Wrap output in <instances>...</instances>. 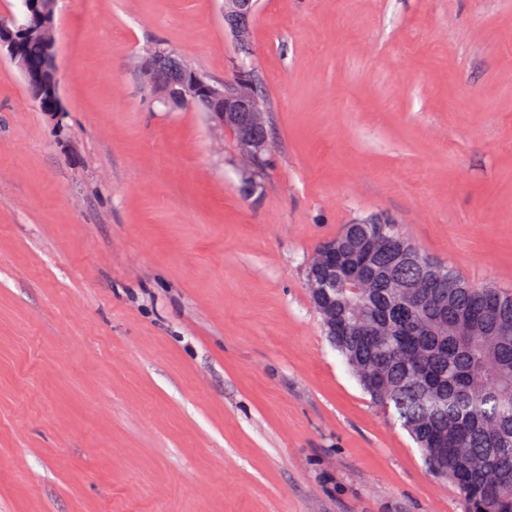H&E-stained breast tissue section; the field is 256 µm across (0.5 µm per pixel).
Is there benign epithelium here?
<instances>
[{
    "instance_id": "benign-epithelium-1",
    "label": "benign epithelium",
    "mask_w": 512,
    "mask_h": 512,
    "mask_svg": "<svg viewBox=\"0 0 512 512\" xmlns=\"http://www.w3.org/2000/svg\"><path fill=\"white\" fill-rule=\"evenodd\" d=\"M25 16L30 25L12 29L0 26V54L8 56L18 66L26 81L37 89V93L58 87V79L48 83L44 70L33 69L24 61V45L30 33L41 27H47L53 20L57 0L47 3L45 0H22ZM256 10V0H224V23L231 31L237 46L238 60L234 67V77L224 81L218 87L203 77L189 72L169 53L157 50L152 55L149 72L152 84L167 92L169 97L163 102H183L187 96L206 104L207 112L221 127L230 130L239 141L242 153L253 159L247 167L249 176L246 182L254 184L255 169L259 153L268 145V130L264 119V110L252 91L253 67L248 53L251 20ZM373 248L366 246L360 253L356 265L336 262V241H328L321 249L320 261L308 264L306 287L315 288L319 294V304L329 298L330 292L338 288H348L363 294L371 288V278L361 272L367 264Z\"/></svg>"
}]
</instances>
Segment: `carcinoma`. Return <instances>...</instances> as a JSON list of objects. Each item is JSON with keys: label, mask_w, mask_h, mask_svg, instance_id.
I'll return each instance as SVG.
<instances>
[{"label": "carcinoma", "mask_w": 512, "mask_h": 512, "mask_svg": "<svg viewBox=\"0 0 512 512\" xmlns=\"http://www.w3.org/2000/svg\"><path fill=\"white\" fill-rule=\"evenodd\" d=\"M28 61L44 63L40 37L25 45ZM376 237L369 271L376 286L362 297L336 289V313L361 329L331 336L373 403L393 410L421 448L430 472L453 483L469 512H512V294L475 286L453 268L424 254L421 265L396 266L389 244H409L393 224L361 218L336 236L349 255ZM444 278L430 289L433 301L405 313L406 324L385 326L392 289L381 278L416 279L429 266ZM443 409L433 411L430 401Z\"/></svg>", "instance_id": "cac0c4a2"}]
</instances>
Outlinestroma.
<instances>
[{
    "label": "stroma",
    "instance_id": "35a3bbf8",
    "mask_svg": "<svg viewBox=\"0 0 512 512\" xmlns=\"http://www.w3.org/2000/svg\"><path fill=\"white\" fill-rule=\"evenodd\" d=\"M223 4L59 0L57 122L0 58V512H466L305 268L388 216L512 290V0H257L248 195L230 136L141 73L164 43L223 82Z\"/></svg>",
    "mask_w": 512,
    "mask_h": 512
}]
</instances>
